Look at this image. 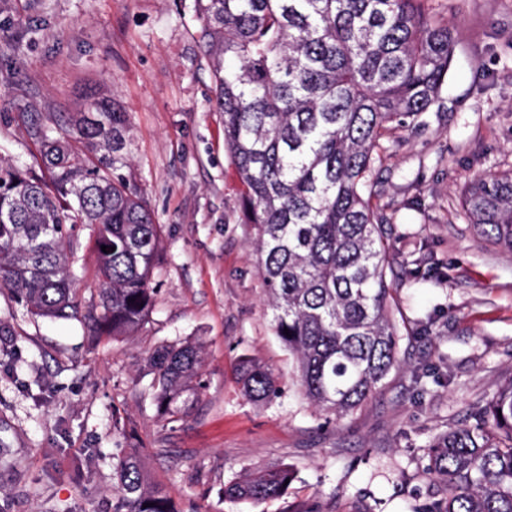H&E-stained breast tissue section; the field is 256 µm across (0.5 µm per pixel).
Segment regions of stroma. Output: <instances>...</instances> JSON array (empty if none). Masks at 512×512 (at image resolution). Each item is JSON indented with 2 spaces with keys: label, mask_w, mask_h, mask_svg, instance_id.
I'll return each instance as SVG.
<instances>
[{
  "label": "stroma",
  "mask_w": 512,
  "mask_h": 512,
  "mask_svg": "<svg viewBox=\"0 0 512 512\" xmlns=\"http://www.w3.org/2000/svg\"><path fill=\"white\" fill-rule=\"evenodd\" d=\"M447 18L456 47L443 106L391 130L375 202L394 211L391 255L420 251L448 281L394 278L403 314L427 330L402 337L400 365L377 393L330 421L299 393L271 327L192 0H0L8 157L32 151L13 113L74 112L82 90L101 88L129 115L120 173L162 226L155 304L132 335L95 341L87 324L32 317L0 290V512H112V457L132 445L179 512H416L428 502L429 442L512 377V253L460 209L476 177L512 171V0H448ZM184 341L202 347L205 388L167 424L148 357ZM244 357L274 369L280 398L257 406L241 395ZM435 369L443 382L420 393ZM279 463L296 470L282 497L225 499V483Z\"/></svg>",
  "instance_id": "35a3bbf8"
}]
</instances>
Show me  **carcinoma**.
Listing matches in <instances>:
<instances>
[{
	"mask_svg": "<svg viewBox=\"0 0 512 512\" xmlns=\"http://www.w3.org/2000/svg\"><path fill=\"white\" fill-rule=\"evenodd\" d=\"M224 147L253 226L273 330L317 409L344 416L398 366V343L418 323L392 311L384 244L393 215L372 206L391 125L415 126L441 106L455 52L433 0H193ZM79 112H18L30 164L0 158V288L39 318L90 322L96 336L132 333L152 306L161 225L117 173L128 113L88 93ZM460 206L477 235L512 252V173L471 182ZM89 230L100 302L82 315L71 288ZM109 247L104 252L101 246ZM158 417L178 422L204 387L201 347L164 344L150 357ZM239 390L257 404L281 386L243 359ZM472 422L428 446L436 496L423 512H512V376ZM296 478L287 465L224 484V498L264 503ZM115 512H176L145 483L136 448L113 457Z\"/></svg>",
	"mask_w": 512,
	"mask_h": 512,
	"instance_id": "carcinoma-1",
	"label": "carcinoma"
}]
</instances>
